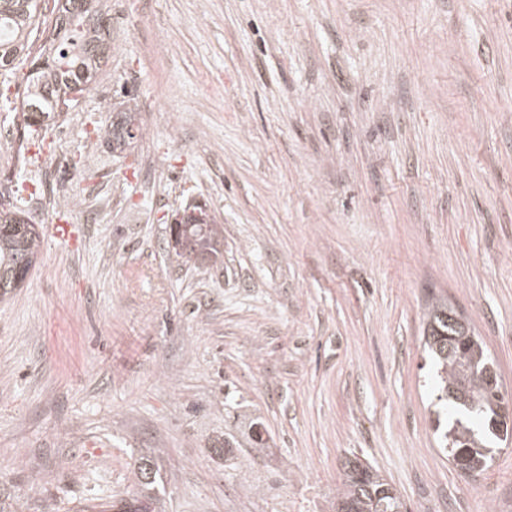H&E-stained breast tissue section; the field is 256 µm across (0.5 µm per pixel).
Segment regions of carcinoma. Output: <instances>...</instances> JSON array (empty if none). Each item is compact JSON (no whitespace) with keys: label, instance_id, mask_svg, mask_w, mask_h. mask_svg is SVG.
Listing matches in <instances>:
<instances>
[{"label":"carcinoma","instance_id":"1","mask_svg":"<svg viewBox=\"0 0 512 512\" xmlns=\"http://www.w3.org/2000/svg\"><path fill=\"white\" fill-rule=\"evenodd\" d=\"M107 17L103 0H0V69L13 72L25 62L31 67L25 77L20 110L27 119L61 112L90 94L104 58L108 30L100 19ZM45 26L56 36L59 50L52 54L34 48L33 31ZM132 110L112 113V149L122 148L136 137ZM181 251L175 256L186 264H215L224 245L220 224H187L178 230ZM40 241L39 225L22 217V210L8 203L0 208V298L23 287L35 266ZM454 309L446 301L432 304L424 328L425 347L434 369L435 430L453 468L464 475L480 474L492 456L488 436L505 442L512 436V423L504 422L503 435L494 433L490 422L494 407L508 404L499 375L476 382L469 376L475 352L458 347L448 353V315ZM137 491L119 500V512H155L151 490L157 483L152 461L142 458L135 469ZM336 502L352 505L355 512H403L399 494L375 469L345 470Z\"/></svg>","mask_w":512,"mask_h":512}]
</instances>
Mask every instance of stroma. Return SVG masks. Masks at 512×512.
<instances>
[{
    "mask_svg": "<svg viewBox=\"0 0 512 512\" xmlns=\"http://www.w3.org/2000/svg\"><path fill=\"white\" fill-rule=\"evenodd\" d=\"M109 10L97 96L67 137L46 118L25 142L74 180L110 173L122 204L45 210L0 146L10 200L77 227L42 234L0 301V492L107 506L147 456L165 512H332L355 456L405 512H512V446L476 477L441 451L421 334L447 300L512 394V0ZM103 95L140 115L125 151ZM198 203L224 251L194 268L165 247Z\"/></svg>",
    "mask_w": 512,
    "mask_h": 512,
    "instance_id": "obj_1",
    "label": "stroma"
}]
</instances>
